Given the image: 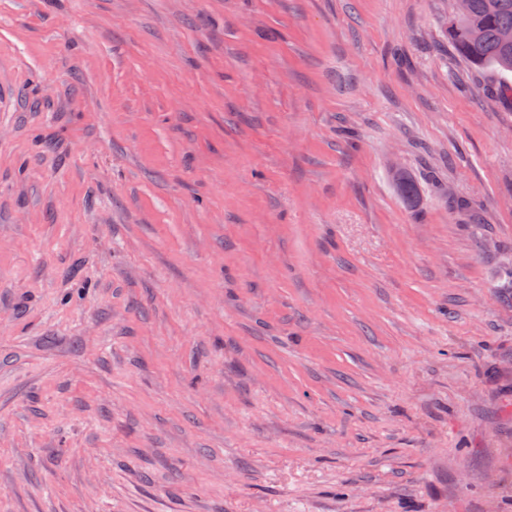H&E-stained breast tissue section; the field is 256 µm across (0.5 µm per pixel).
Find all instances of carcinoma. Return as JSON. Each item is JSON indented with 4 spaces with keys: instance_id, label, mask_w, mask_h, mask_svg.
Instances as JSON below:
<instances>
[{
    "instance_id": "carcinoma-1",
    "label": "carcinoma",
    "mask_w": 512,
    "mask_h": 512,
    "mask_svg": "<svg viewBox=\"0 0 512 512\" xmlns=\"http://www.w3.org/2000/svg\"><path fill=\"white\" fill-rule=\"evenodd\" d=\"M507 30L512 31V0H468L462 19L448 16V43L456 56L475 69L497 74L496 94L507 87L512 74V44L502 41ZM395 180L404 199L417 198L418 189L410 177L397 173Z\"/></svg>"
}]
</instances>
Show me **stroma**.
I'll use <instances>...</instances> for the list:
<instances>
[{
	"instance_id": "stroma-1",
	"label": "stroma",
	"mask_w": 512,
	"mask_h": 512,
	"mask_svg": "<svg viewBox=\"0 0 512 512\" xmlns=\"http://www.w3.org/2000/svg\"><path fill=\"white\" fill-rule=\"evenodd\" d=\"M454 8L0 0V512H512V98Z\"/></svg>"
}]
</instances>
